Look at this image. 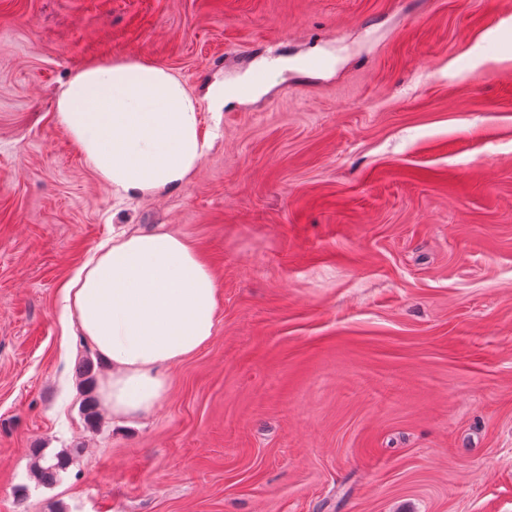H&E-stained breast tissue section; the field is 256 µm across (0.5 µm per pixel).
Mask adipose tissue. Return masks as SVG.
Listing matches in <instances>:
<instances>
[{"label":"adipose tissue","instance_id":"adipose-tissue-1","mask_svg":"<svg viewBox=\"0 0 512 512\" xmlns=\"http://www.w3.org/2000/svg\"><path fill=\"white\" fill-rule=\"evenodd\" d=\"M54 119L102 183L128 197L186 184L208 146L198 97L168 68L134 56L76 68L56 96ZM63 299L69 320L112 368L100 396L113 417L132 423L166 396V369L211 340L218 284L184 238L138 232L88 259Z\"/></svg>","mask_w":512,"mask_h":512}]
</instances>
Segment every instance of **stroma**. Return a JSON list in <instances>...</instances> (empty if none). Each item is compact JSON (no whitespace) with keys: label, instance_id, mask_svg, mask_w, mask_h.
<instances>
[{"label":"stroma","instance_id":"obj_1","mask_svg":"<svg viewBox=\"0 0 512 512\" xmlns=\"http://www.w3.org/2000/svg\"><path fill=\"white\" fill-rule=\"evenodd\" d=\"M129 55L221 129L143 198L53 112ZM156 228L213 270L218 316L126 427L62 290ZM38 453L68 455L55 483ZM0 512H512V0H0ZM268 75H262L254 79L248 80L244 84H231L226 85L224 81L215 83L211 86L208 98L212 103H217L224 106L227 99L234 98L248 91H258L262 88ZM66 465L67 459L62 455H56L51 461H48L44 456H39L34 461L33 478L39 484L53 483Z\"/></svg>","mask_w":512,"mask_h":512}]
</instances>
